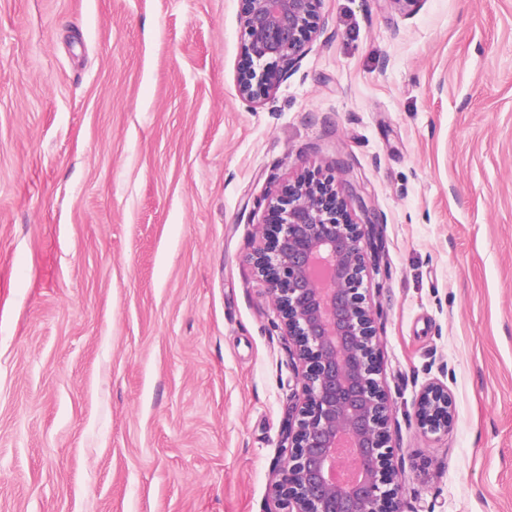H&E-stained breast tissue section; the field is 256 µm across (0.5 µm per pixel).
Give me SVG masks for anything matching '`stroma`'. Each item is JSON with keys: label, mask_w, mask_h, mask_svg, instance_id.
I'll use <instances>...</instances> for the list:
<instances>
[{"label": "stroma", "mask_w": 512, "mask_h": 512, "mask_svg": "<svg viewBox=\"0 0 512 512\" xmlns=\"http://www.w3.org/2000/svg\"><path fill=\"white\" fill-rule=\"evenodd\" d=\"M320 15L252 105L237 0H0V512H262L300 385L253 200L306 171L382 241L402 512H512V0ZM453 402L448 388L440 382H429L415 404L418 423L432 434L447 433L452 419Z\"/></svg>", "instance_id": "1"}]
</instances>
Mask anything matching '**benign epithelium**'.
I'll return each mask as SVG.
<instances>
[{
	"label": "benign epithelium",
	"instance_id": "obj_1",
	"mask_svg": "<svg viewBox=\"0 0 512 512\" xmlns=\"http://www.w3.org/2000/svg\"><path fill=\"white\" fill-rule=\"evenodd\" d=\"M322 0H239L247 62L237 92L263 104L298 66L320 27ZM272 223L249 262L266 284L294 348L302 398L288 407L267 512H399L388 472L393 403L376 379L379 312L368 299V264L382 243L375 222L354 221L332 177L304 175L268 204ZM453 402L440 382L415 404L422 428L448 432ZM359 468L352 485L336 472Z\"/></svg>",
	"mask_w": 512,
	"mask_h": 512
}]
</instances>
